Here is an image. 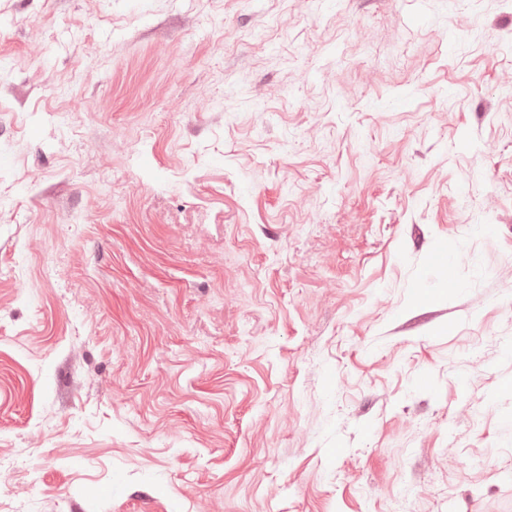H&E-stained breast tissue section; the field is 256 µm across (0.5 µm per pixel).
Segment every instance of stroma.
Wrapping results in <instances>:
<instances>
[{"label":"stroma","mask_w":512,"mask_h":512,"mask_svg":"<svg viewBox=\"0 0 512 512\" xmlns=\"http://www.w3.org/2000/svg\"><path fill=\"white\" fill-rule=\"evenodd\" d=\"M508 86L512 0H0V512H512Z\"/></svg>","instance_id":"obj_1"}]
</instances>
